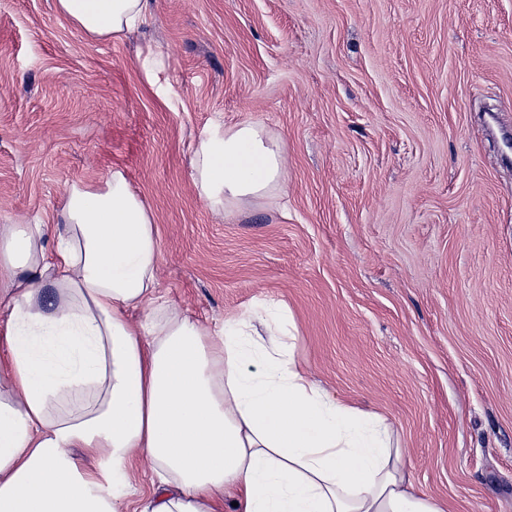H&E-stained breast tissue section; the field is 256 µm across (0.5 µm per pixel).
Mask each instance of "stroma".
<instances>
[{
    "mask_svg": "<svg viewBox=\"0 0 512 512\" xmlns=\"http://www.w3.org/2000/svg\"><path fill=\"white\" fill-rule=\"evenodd\" d=\"M242 123L283 143L285 186L217 214L192 150ZM502 124L512 0H149L118 39L0 0V224L55 223L69 184L122 169L162 295L211 325L283 305L297 358L395 426L448 512H512Z\"/></svg>",
    "mask_w": 512,
    "mask_h": 512,
    "instance_id": "1",
    "label": "stroma"
}]
</instances>
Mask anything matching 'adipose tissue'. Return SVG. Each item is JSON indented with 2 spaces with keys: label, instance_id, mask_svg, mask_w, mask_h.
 <instances>
[{
  "label": "adipose tissue",
  "instance_id": "adipose-tissue-1",
  "mask_svg": "<svg viewBox=\"0 0 512 512\" xmlns=\"http://www.w3.org/2000/svg\"><path fill=\"white\" fill-rule=\"evenodd\" d=\"M75 29L120 37L148 0H57ZM217 212L282 190L284 146L251 123L195 149ZM161 251L125 173L66 191L56 224L0 225V512H447L412 490L385 419L330 396L262 307L202 324L158 290ZM143 317L132 321L128 312ZM81 448L95 458L85 467ZM131 483L137 490L134 496L128 498L129 507L127 511L131 512L139 507L141 501H144L151 490V472L146 463H141L131 473Z\"/></svg>",
  "mask_w": 512,
  "mask_h": 512
}]
</instances>
